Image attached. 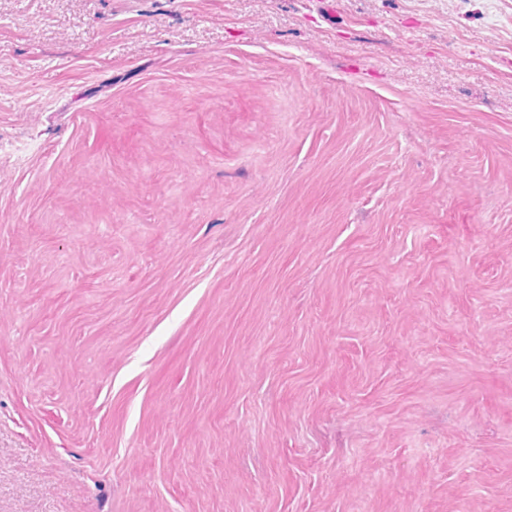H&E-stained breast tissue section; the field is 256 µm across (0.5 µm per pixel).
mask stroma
<instances>
[{"label":"stroma","instance_id":"35a3bbf8","mask_svg":"<svg viewBox=\"0 0 512 512\" xmlns=\"http://www.w3.org/2000/svg\"><path fill=\"white\" fill-rule=\"evenodd\" d=\"M0 512H512V0H0Z\"/></svg>","mask_w":512,"mask_h":512}]
</instances>
